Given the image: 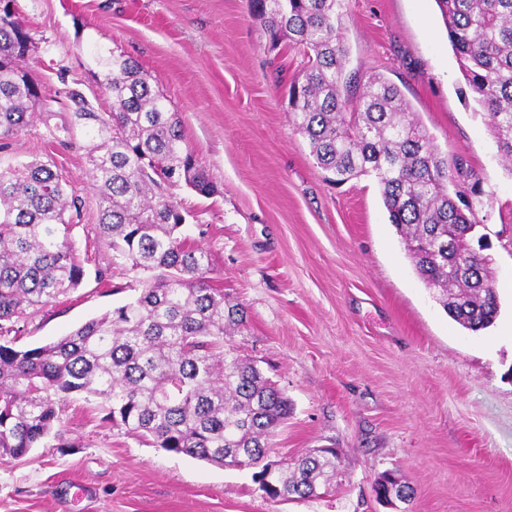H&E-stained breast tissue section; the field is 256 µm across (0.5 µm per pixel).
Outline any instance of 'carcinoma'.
<instances>
[{"mask_svg": "<svg viewBox=\"0 0 512 512\" xmlns=\"http://www.w3.org/2000/svg\"><path fill=\"white\" fill-rule=\"evenodd\" d=\"M12 0H0V151L43 99L26 54L28 30ZM462 76L485 111L502 166L512 174V0H435ZM269 47L302 58L288 79L289 115L316 164L335 185L366 176L433 297L463 328L485 329L500 304L490 245L478 246L485 178L461 151L439 152L409 101L381 74L346 72L345 0H250ZM97 112L65 90L72 121L50 135L64 144L73 126L97 198L98 234L116 256L150 271L139 295L52 343L16 346L14 323L77 288L84 276L72 230L80 197L51 159L0 167V459L22 458L62 440L68 401L101 400L103 420L169 452L221 467L264 469L271 440L290 414L288 397L258 362L227 337L244 310L210 285L211 254L184 234L172 189L209 196L215 188L187 143L171 101L152 89L138 62L93 50ZM268 497L321 496L336 476V451L278 460ZM390 475L375 492L386 504L413 489Z\"/></svg>", "mask_w": 512, "mask_h": 512, "instance_id": "1", "label": "carcinoma"}]
</instances>
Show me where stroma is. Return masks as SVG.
Listing matches in <instances>:
<instances>
[{
    "instance_id": "stroma-1",
    "label": "stroma",
    "mask_w": 512,
    "mask_h": 512,
    "mask_svg": "<svg viewBox=\"0 0 512 512\" xmlns=\"http://www.w3.org/2000/svg\"><path fill=\"white\" fill-rule=\"evenodd\" d=\"M44 98L0 166L52 156L83 198L79 288L27 315L16 344L55 341L137 296L146 272L115 258L96 230L83 148L51 144L70 123L63 87L108 102L92 75L104 45L135 59L177 112L215 194L181 188L184 233L212 258L209 281L240 303L233 342L268 362L292 403L279 455L339 453L329 493L271 501L251 471L143 443L71 400L65 447L0 461V512H396L374 486L393 473L414 490L405 512H512V174L500 165L435 0H346L347 68L396 84L442 153L484 172L500 300L493 326L454 322L416 274L376 184L335 186L292 126L277 74L300 57L271 52L248 0H17Z\"/></svg>"
}]
</instances>
